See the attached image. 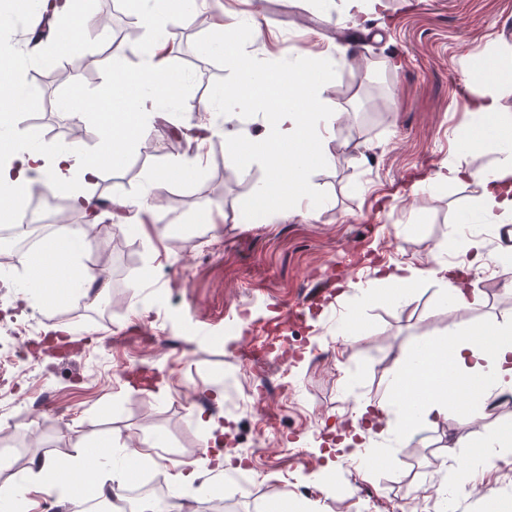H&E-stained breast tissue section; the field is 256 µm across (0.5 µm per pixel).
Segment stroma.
I'll return each instance as SVG.
<instances>
[{"label":"stroma","mask_w":512,"mask_h":512,"mask_svg":"<svg viewBox=\"0 0 512 512\" xmlns=\"http://www.w3.org/2000/svg\"><path fill=\"white\" fill-rule=\"evenodd\" d=\"M199 10L202 21L163 52L184 77L178 98L159 109L119 166L105 164L85 188L104 209L73 254L84 269L104 261L105 277L87 295L57 284L42 305L25 293V269L0 278V298L9 300L0 306V481H21L36 456L64 469L82 455L92 467L97 455L131 457L155 443L159 460L136 464L133 483L199 474L174 512H215L217 499L233 500V512H265L281 493L309 512H490L492 499L497 512H512V454L480 474L471 495L440 481L452 464L449 438L476 444L512 429V395L494 416L464 421L452 411L418 425L394 455L337 458L333 495L313 478L330 427H349L357 400L383 398L406 351L447 340L452 329L512 321V263L495 259L496 226L462 221L478 208L476 186L426 181L445 163L481 171L499 158L495 139L471 153L456 139L473 123L467 99L491 94L512 114V87L482 76L490 59L512 50V0H381L360 29L342 23L341 0H204ZM251 14L255 33L245 25ZM9 15L24 40L15 51L22 82L42 67L26 47L41 17ZM223 15L241 20L238 50L262 69L301 67L308 48L348 50L318 91V120L332 122L339 148L331 163L307 172L322 201L316 215L257 222L253 192L265 166L229 165L221 135L210 137L202 167L190 164L201 107L237 76L214 26ZM149 45L145 33L115 49L90 33L63 54L43 40V52L71 72L28 94L27 111H42L48 97H104L122 111L140 88L109 89L104 72L140 70ZM19 120L6 116L0 139L72 140L88 153L100 140L90 115L76 122L54 113L24 128ZM178 160L189 162L186 175L172 173ZM147 193L156 208L143 213L134 202ZM138 220L164 238L116 228ZM471 238L486 263L463 250ZM440 262L470 268L485 304L447 313L446 284L435 279L405 305L371 292L397 265ZM303 300L313 311L291 319L289 305ZM258 386L263 403L240 409ZM214 423L225 427L223 450L235 456L220 474L202 452ZM485 487L494 497L482 495Z\"/></svg>","instance_id":"obj_1"}]
</instances>
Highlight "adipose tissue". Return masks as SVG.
Wrapping results in <instances>:
<instances>
[{
    "label": "adipose tissue",
    "mask_w": 512,
    "mask_h": 512,
    "mask_svg": "<svg viewBox=\"0 0 512 512\" xmlns=\"http://www.w3.org/2000/svg\"><path fill=\"white\" fill-rule=\"evenodd\" d=\"M198 9L194 0L174 7L172 0H151L140 10V24L161 37L166 23L176 18L194 20ZM334 55L328 51L310 53L305 65L290 75L258 71L247 58L238 60L236 87L224 92V126L220 133L229 147L227 159L247 168L262 161L269 170L267 179L254 188V201L260 216L287 219L296 214L311 215L319 200L305 181L309 159L329 162L330 126L320 125L313 114L314 91L330 74ZM137 82L144 93L136 98L130 112L107 114L95 103L69 102L68 112L80 116L94 114L101 129L99 151L87 154L75 142L34 145L23 141L13 145L6 163L0 165V185L13 190L35 186L57 187L78 178L81 186L72 198L82 209L90 208L84 185L94 182L106 158H119L127 143L140 138L148 129L149 118L164 103L172 102L184 83L181 74L154 64L138 72ZM271 107L273 119L255 134L242 133L234 124L236 113ZM478 122L459 138L464 152L477 150L486 138H495L500 158L489 169L473 172L460 165L441 166L432 175L437 184L472 181L480 188V209L497 224L512 222V118H503L497 100L483 95L468 104ZM447 280L444 302L449 310L473 308L483 302L478 288L461 287L455 266L437 264L431 269L406 267L404 274H390L386 284L396 287L399 300L410 297L412 289L428 276ZM512 392V323L491 329L489 339L476 336L448 345L425 343L423 350L408 351L389 383L384 400L358 404L357 414L373 413L379 426L396 437H406L413 425L431 423L446 415L451 405L469 408L474 398L484 400ZM453 461L447 473L449 484L461 493L474 490L475 472L493 469L512 450V432L496 431L478 446L460 450L457 441L447 444ZM64 482L59 466L43 457L31 460L28 474L16 484L0 487V512H6L17 498L34 499L56 489Z\"/></svg>",
    "instance_id": "1"
}]
</instances>
